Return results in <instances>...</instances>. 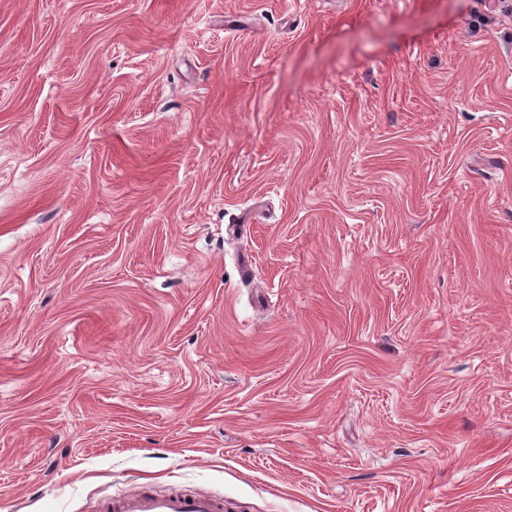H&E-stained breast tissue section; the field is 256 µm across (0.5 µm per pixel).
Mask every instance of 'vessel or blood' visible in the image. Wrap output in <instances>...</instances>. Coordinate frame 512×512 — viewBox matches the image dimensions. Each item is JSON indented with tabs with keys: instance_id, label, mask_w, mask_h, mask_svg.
<instances>
[{
	"instance_id": "1",
	"label": "vessel or blood",
	"mask_w": 512,
	"mask_h": 512,
	"mask_svg": "<svg viewBox=\"0 0 512 512\" xmlns=\"http://www.w3.org/2000/svg\"><path fill=\"white\" fill-rule=\"evenodd\" d=\"M96 512H227L222 497L203 491L133 489L98 501Z\"/></svg>"
}]
</instances>
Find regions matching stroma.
<instances>
[{
	"instance_id": "stroma-1",
	"label": "stroma",
	"mask_w": 512,
	"mask_h": 512,
	"mask_svg": "<svg viewBox=\"0 0 512 512\" xmlns=\"http://www.w3.org/2000/svg\"><path fill=\"white\" fill-rule=\"evenodd\" d=\"M512 512V0H0V512ZM224 498L203 491L132 489L98 501L96 512H227Z\"/></svg>"
}]
</instances>
